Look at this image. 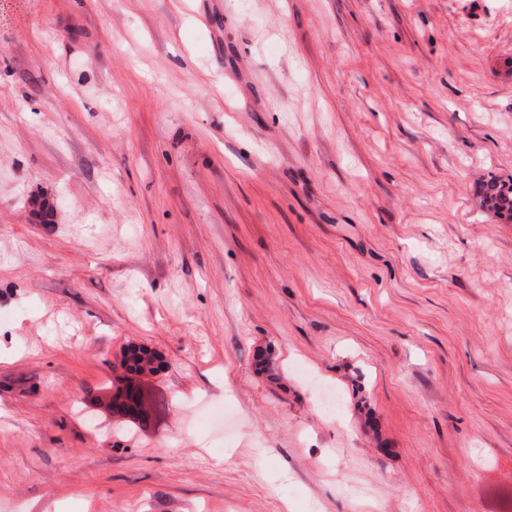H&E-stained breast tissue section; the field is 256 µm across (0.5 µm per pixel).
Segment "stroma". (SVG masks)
Masks as SVG:
<instances>
[{"instance_id": "stroma-1", "label": "stroma", "mask_w": 512, "mask_h": 512, "mask_svg": "<svg viewBox=\"0 0 512 512\" xmlns=\"http://www.w3.org/2000/svg\"><path fill=\"white\" fill-rule=\"evenodd\" d=\"M510 177L512 0H0V512H512ZM481 205L512 221V179L489 180L481 187Z\"/></svg>"}]
</instances>
